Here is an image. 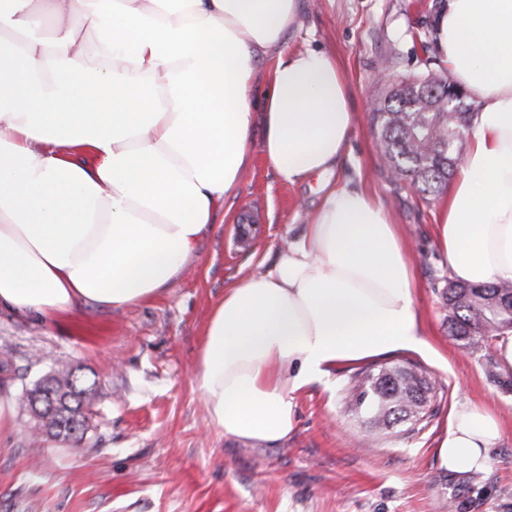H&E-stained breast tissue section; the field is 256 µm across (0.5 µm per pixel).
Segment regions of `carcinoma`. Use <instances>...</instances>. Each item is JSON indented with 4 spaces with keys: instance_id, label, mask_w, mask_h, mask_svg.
I'll list each match as a JSON object with an SVG mask.
<instances>
[{
    "instance_id": "1",
    "label": "carcinoma",
    "mask_w": 512,
    "mask_h": 512,
    "mask_svg": "<svg viewBox=\"0 0 512 512\" xmlns=\"http://www.w3.org/2000/svg\"><path fill=\"white\" fill-rule=\"evenodd\" d=\"M404 92L390 96L377 113L381 154L401 180L410 181L421 196L435 194L454 175L456 155L469 128L470 113L419 112ZM448 328L468 348L482 342L490 347L512 328V282L471 285L448 281L444 291ZM54 385L44 389L47 420L41 427L59 439L79 441L94 385L72 383V368L55 371ZM349 405L383 428L407 422L410 412L428 404L431 386L410 362L379 371L357 373L346 388Z\"/></svg>"
}]
</instances>
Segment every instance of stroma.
<instances>
[{"label": "stroma", "mask_w": 512, "mask_h": 512, "mask_svg": "<svg viewBox=\"0 0 512 512\" xmlns=\"http://www.w3.org/2000/svg\"><path fill=\"white\" fill-rule=\"evenodd\" d=\"M436 0H300L287 50L335 54L357 114L351 154L333 175L379 199L400 225L414 268L416 305L430 354L393 352L372 366L416 363L431 385L414 424L371 427L344 399L359 365L340 366L295 399L286 441L260 444L214 430L192 377L205 323L224 290L265 270L321 201L320 182L281 183L264 158L261 122L228 216L204 237L186 274L140 305L77 306L52 324L0 313V390L20 400L61 366L95 382L93 409L77 447L54 443L15 408L0 430V512H512V374L488 364L448 331L442 293L448 260L437 243L443 194L419 196L381 159L374 114L399 80L440 74L430 29ZM495 412L502 432L479 473L459 475L436 455L462 406ZM45 448L32 467L33 445Z\"/></svg>", "instance_id": "stroma-1"}]
</instances>
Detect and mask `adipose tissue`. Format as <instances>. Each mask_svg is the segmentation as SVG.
Masks as SVG:
<instances>
[{
  "label": "adipose tissue",
  "instance_id": "1",
  "mask_svg": "<svg viewBox=\"0 0 512 512\" xmlns=\"http://www.w3.org/2000/svg\"><path fill=\"white\" fill-rule=\"evenodd\" d=\"M299 11L0 0V309L48 322L171 288L237 193L255 120L279 181L333 175L357 115L332 53L284 51ZM432 39L474 105L440 247L459 282L512 281V0H440ZM322 192L303 233L211 310L193 384L221 434L285 440L295 396L337 366L431 349L391 212L360 189ZM500 434L486 409L455 411L441 466L486 469Z\"/></svg>",
  "mask_w": 512,
  "mask_h": 512
}]
</instances>
